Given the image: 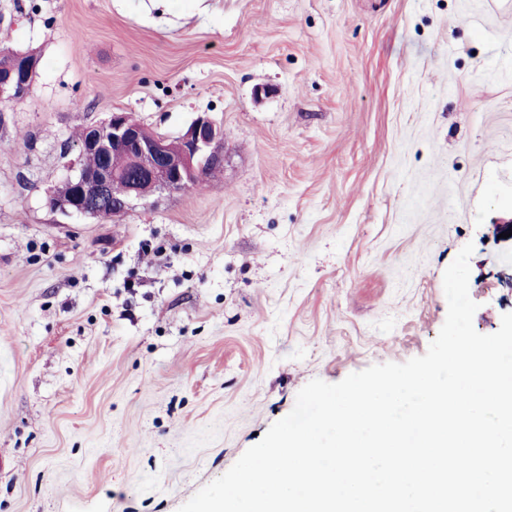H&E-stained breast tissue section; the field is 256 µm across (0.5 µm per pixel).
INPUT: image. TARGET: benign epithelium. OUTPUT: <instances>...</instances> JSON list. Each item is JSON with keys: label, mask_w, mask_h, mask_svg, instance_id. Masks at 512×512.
<instances>
[{"label": "benign epithelium", "mask_w": 512, "mask_h": 512, "mask_svg": "<svg viewBox=\"0 0 512 512\" xmlns=\"http://www.w3.org/2000/svg\"><path fill=\"white\" fill-rule=\"evenodd\" d=\"M36 74L24 54H14L12 67L0 72V100L26 97ZM224 129L207 114L198 115L177 138L150 132L125 112L87 129L79 144L80 156L89 153L122 154L128 159L123 171L84 166L66 178L69 193L49 196V204L64 216L121 217L137 204L148 203L157 194L180 193L199 180L208 166L224 163ZM124 184L121 195H112V183Z\"/></svg>", "instance_id": "obj_1"}]
</instances>
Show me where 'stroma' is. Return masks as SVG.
<instances>
[{"label":"stroma","mask_w":512,"mask_h":512,"mask_svg":"<svg viewBox=\"0 0 512 512\" xmlns=\"http://www.w3.org/2000/svg\"><path fill=\"white\" fill-rule=\"evenodd\" d=\"M1 48L0 512H178L310 380L424 355L466 244L475 330L512 313V0H0ZM113 112L224 164L52 210ZM35 74L36 66L31 65L23 53H15L12 67L0 72V100L19 101L25 98Z\"/></svg>","instance_id":"stroma-1"}]
</instances>
